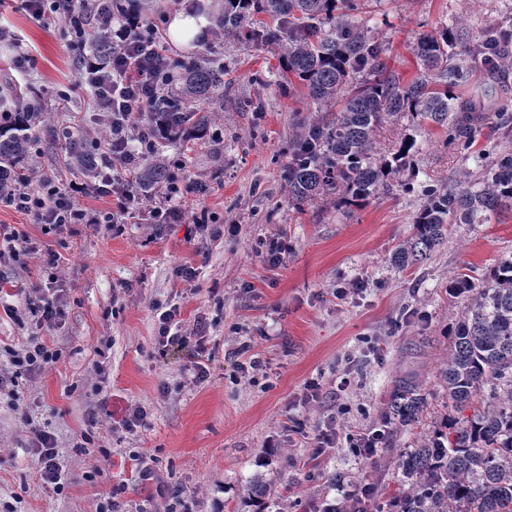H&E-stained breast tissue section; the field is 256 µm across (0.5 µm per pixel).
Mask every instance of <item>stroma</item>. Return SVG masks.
I'll return each instance as SVG.
<instances>
[{"mask_svg": "<svg viewBox=\"0 0 512 512\" xmlns=\"http://www.w3.org/2000/svg\"><path fill=\"white\" fill-rule=\"evenodd\" d=\"M178 6L217 24L224 0H149L141 9L170 57L206 58L224 68V98L209 104L215 121L208 137L155 148V158L195 188L180 200L183 221L150 219V209L164 203L161 185L124 215L117 233L80 224L46 235L33 215L0 208V344L18 347L39 336L62 353L24 385L27 419L0 400V512H96L111 487L122 512H164L175 489L192 512H253L242 488L258 473L280 512H344L365 485L382 497L402 479L401 451L415 447L445 410L436 373L465 306L449 296L450 278L465 273L480 281L512 254V212L485 224L449 225L447 242L426 263L399 267L392 257L413 231L417 196L396 188L361 207L325 199L294 205L284 171L298 123L316 111L306 88L280 79L273 46L225 37L171 45L165 32ZM364 18L387 44L390 70L406 83L420 70L418 33L459 18L472 38L506 13L503 0H368ZM0 20L20 34L29 55L26 80L14 82L16 49L0 43V88L38 98L43 107L32 168L69 190L85 180L68 157L71 144L99 142L102 130L75 62L84 50L71 46L63 22L35 21L16 0L0 5ZM456 93L478 117L476 149L512 153V132L500 128L497 94L483 74ZM406 133L419 150L405 179L460 185L474 172L444 145L442 130L420 127L408 114L381 130L378 153L388 154ZM201 209L209 216L203 231L190 222ZM274 241L286 251L272 265L266 250ZM50 251L58 257L64 309L51 330L27 307L46 281ZM173 307L184 334L205 338L204 375L194 369L193 348L165 352L158 345V317ZM244 343L249 351L242 356ZM247 356L259 358L262 370L238 372ZM405 377L427 394L419 426L395 430L373 455H357L347 436L381 428L394 384ZM312 383L319 399L307 397ZM137 408L146 419L126 430L123 418ZM332 426L339 443L313 456L316 436ZM36 428L57 441L62 492L40 479L31 444ZM85 432L92 442L76 450ZM103 448L112 453L106 480L92 476ZM134 451L153 458L154 480L138 479Z\"/></svg>", "mask_w": 512, "mask_h": 512, "instance_id": "1", "label": "stroma"}]
</instances>
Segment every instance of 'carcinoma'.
I'll return each instance as SVG.
<instances>
[{
  "label": "carcinoma",
  "instance_id": "obj_1",
  "mask_svg": "<svg viewBox=\"0 0 512 512\" xmlns=\"http://www.w3.org/2000/svg\"><path fill=\"white\" fill-rule=\"evenodd\" d=\"M367 0H224V35L244 43L271 44L282 58V76L296 78L316 105L335 100L344 87L336 120L302 122L286 170L288 194L302 205L333 198L336 205L359 206L394 186L418 191L421 204L413 234L395 254L400 265L421 264L448 240L450 224H484L512 212V154L474 151V116L457 100L455 88L479 68L490 74L512 68V26L488 27L478 39L464 37L457 22L420 33L414 45L422 72L402 84L388 72L386 48L358 20ZM91 48L107 58L113 46L105 26L96 24ZM180 71L177 97L164 98L147 113L158 139L202 138L211 126L209 111L197 105L224 87V71L198 60L174 59ZM410 114L420 125L445 134V146L479 172L471 187L453 189L437 181L414 187L399 176L413 166L416 139L401 136L389 155L373 157L377 132L393 118ZM36 117L15 112L0 124V189L29 170L36 139L29 135ZM161 162L145 167L139 187L168 181ZM449 291L466 302L452 331L446 361L437 371L451 412L399 456L408 485L392 494L394 512H512V255L491 265L481 283L460 273ZM427 408L417 383L402 380L383 414L384 426L410 427ZM472 409L470 416L463 415ZM243 502L269 512L266 482L253 478Z\"/></svg>",
  "mask_w": 512,
  "mask_h": 512
}]
</instances>
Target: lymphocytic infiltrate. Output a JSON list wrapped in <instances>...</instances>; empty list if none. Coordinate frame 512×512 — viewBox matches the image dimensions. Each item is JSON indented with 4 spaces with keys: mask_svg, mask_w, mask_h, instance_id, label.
<instances>
[{
    "mask_svg": "<svg viewBox=\"0 0 512 512\" xmlns=\"http://www.w3.org/2000/svg\"><path fill=\"white\" fill-rule=\"evenodd\" d=\"M104 0H20V6L40 22L61 20L69 26L77 43H85V26L92 14H100L108 27L118 53L106 62L81 61V78L90 88L96 111L103 116L104 150L100 162L104 168L120 166L134 170L154 148L150 129L137 125L140 113L151 111L162 98L169 75V58L160 47L157 29L151 21L133 20L127 13L100 12ZM92 189L84 183L63 192L47 176L37 183H17L7 193H0V205L35 215L45 232L66 224H91L95 218L83 209L79 196ZM9 368L0 371V392H6L13 409L21 407V385L34 373L60 359L58 350L50 348L41 337L34 336L19 348H7ZM34 447L40 463V478L62 491L65 477L58 461L54 437L34 430Z\"/></svg>",
    "mask_w": 512,
    "mask_h": 512,
    "instance_id": "f902f5d3",
    "label": "lymphocytic infiltrate"
}]
</instances>
